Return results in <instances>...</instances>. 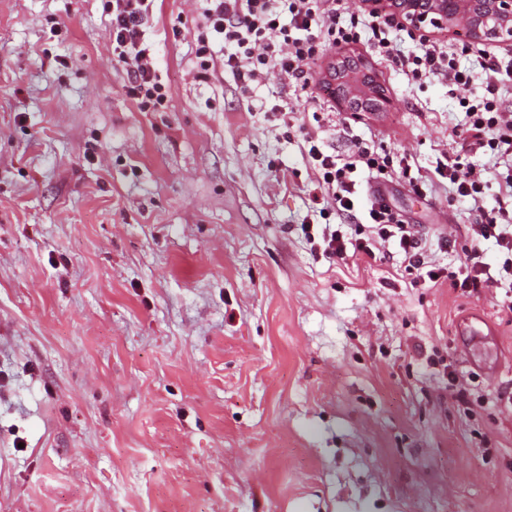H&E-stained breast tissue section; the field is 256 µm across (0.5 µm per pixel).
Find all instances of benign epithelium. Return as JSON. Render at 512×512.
Listing matches in <instances>:
<instances>
[{"instance_id": "benign-epithelium-1", "label": "benign epithelium", "mask_w": 512, "mask_h": 512, "mask_svg": "<svg viewBox=\"0 0 512 512\" xmlns=\"http://www.w3.org/2000/svg\"><path fill=\"white\" fill-rule=\"evenodd\" d=\"M365 5L425 38L429 26L451 30L462 24L476 43L512 42V0H365ZM326 80L350 112H382L389 103L387 89L361 60L336 59Z\"/></svg>"}]
</instances>
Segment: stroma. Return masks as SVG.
<instances>
[{
  "label": "stroma",
  "mask_w": 512,
  "mask_h": 512,
  "mask_svg": "<svg viewBox=\"0 0 512 512\" xmlns=\"http://www.w3.org/2000/svg\"><path fill=\"white\" fill-rule=\"evenodd\" d=\"M198 0L145 27L163 112L112 58L106 0H0V512H512V311L424 283L394 244L331 263L304 137L406 156L383 184L436 266L476 212L434 179L461 112L354 45L386 87L357 118L313 65L196 76ZM289 105L287 121L271 113ZM485 317V343L460 323Z\"/></svg>",
  "instance_id": "35a3bbf8"
}]
</instances>
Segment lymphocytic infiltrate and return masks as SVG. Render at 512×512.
<instances>
[{
	"label": "lymphocytic infiltrate",
	"instance_id": "f902f5d3",
	"mask_svg": "<svg viewBox=\"0 0 512 512\" xmlns=\"http://www.w3.org/2000/svg\"><path fill=\"white\" fill-rule=\"evenodd\" d=\"M154 0H108L112 32V55L126 73V93L140 111L161 112L171 98L170 87L162 82L154 62L152 44L143 39V28L153 10ZM203 32L197 39L196 69L199 78H208L216 66L230 70L241 89H249L266 74L276 73L308 88L310 70L325 49L341 50L360 38H367L384 57L396 58L409 80L430 77L446 79L459 89L458 104L466 115L452 135L453 155L438 160L434 173L446 181L455 196L478 208L469 243L462 245L454 271L444 272L433 264L422 248L414 225L404 223L391 207L385 192L366 196L359 178L368 170L379 178L396 173L411 187L419 180L412 176L406 158L379 153L373 146L358 144L345 159L323 150L319 140L306 135V153L316 187L332 210L352 212L365 207L371 232L361 237L345 231L343 225L324 227L319 248L329 261H344L364 255L375 257L377 246L394 242L403 256L406 271L417 279L438 283L448 279L452 287L471 292L497 283L512 288V173H503L509 190L498 208L480 207L488 184L486 168L468 160L479 148L494 158L512 159V111L504 108L505 79L512 75V63L487 53H479L473 65L464 66L460 56L469 50L467 41L448 43L433 39L416 51L395 57V26L385 16L358 14L349 0H202ZM222 41L226 53L215 62L211 44ZM479 93H470L472 85ZM495 240L499 248L496 266L486 262L481 243Z\"/></svg>",
	"mask_w": 512,
	"mask_h": 512
}]
</instances>
